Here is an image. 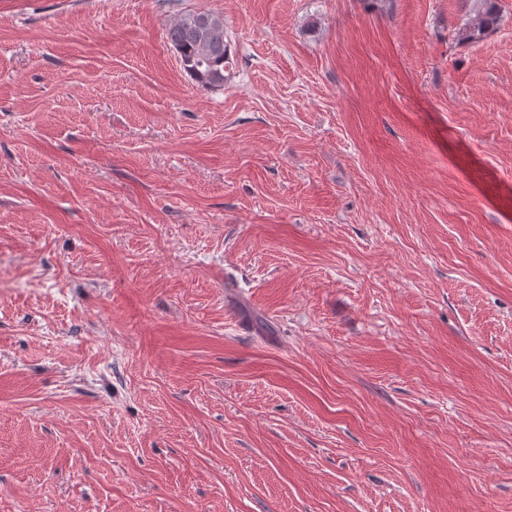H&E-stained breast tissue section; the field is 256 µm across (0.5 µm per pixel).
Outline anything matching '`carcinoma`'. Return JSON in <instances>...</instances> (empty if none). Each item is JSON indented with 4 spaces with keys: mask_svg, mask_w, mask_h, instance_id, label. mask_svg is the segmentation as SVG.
<instances>
[{
    "mask_svg": "<svg viewBox=\"0 0 512 512\" xmlns=\"http://www.w3.org/2000/svg\"><path fill=\"white\" fill-rule=\"evenodd\" d=\"M200 16V12L183 14L168 28L166 37L190 78L205 88H220L224 86V70L229 64L228 45L222 38L203 45L197 23ZM497 19L495 0H474L461 34L472 39L493 28Z\"/></svg>",
    "mask_w": 512,
    "mask_h": 512,
    "instance_id": "1",
    "label": "carcinoma"
}]
</instances>
